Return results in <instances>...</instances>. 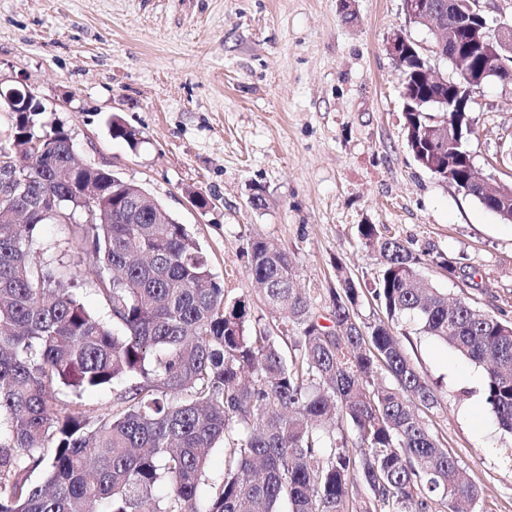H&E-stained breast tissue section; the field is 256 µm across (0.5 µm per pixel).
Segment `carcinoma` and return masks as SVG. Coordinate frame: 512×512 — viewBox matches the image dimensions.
I'll use <instances>...</instances> for the list:
<instances>
[{"label":"carcinoma","instance_id":"carcinoma-1","mask_svg":"<svg viewBox=\"0 0 512 512\" xmlns=\"http://www.w3.org/2000/svg\"><path fill=\"white\" fill-rule=\"evenodd\" d=\"M408 146L424 168L448 171L427 131L419 64L400 66ZM24 146L0 168L17 191L0 196V512H473L479 490L431 431L435 389L405 354L393 322L484 370L483 395L512 437V323L423 278L424 258L376 225L359 232L379 251L374 280L336 266L330 321L319 324L275 243L253 241L249 273L272 321L231 298L207 253L158 202L131 223L133 186L101 170L67 172L71 145L41 113L17 116ZM98 200L94 223L71 241L82 268L52 266L31 249L42 209L67 196ZM512 223V197L470 194ZM100 286L96 313L75 281ZM368 293L387 319L361 317ZM296 336L281 344L280 332ZM384 369L391 382L375 381ZM128 383L110 411L88 390ZM68 390L65 403L53 388ZM351 429L347 435L345 429ZM224 475L209 481L210 449ZM167 486L164 494L160 486ZM209 486L205 500L199 489Z\"/></svg>","mask_w":512,"mask_h":512}]
</instances>
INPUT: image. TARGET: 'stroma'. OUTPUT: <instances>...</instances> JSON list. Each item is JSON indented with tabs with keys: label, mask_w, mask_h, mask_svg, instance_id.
<instances>
[{
	"label": "stroma",
	"mask_w": 512,
	"mask_h": 512,
	"mask_svg": "<svg viewBox=\"0 0 512 512\" xmlns=\"http://www.w3.org/2000/svg\"><path fill=\"white\" fill-rule=\"evenodd\" d=\"M398 30L431 43L403 0H0V88L27 83L78 160L145 187L254 315L267 309L248 272L252 240L295 260L324 316L337 264L360 282L378 275L358 231L374 224L413 251L465 258L472 278L429 261L421 274L512 321V224L414 159L387 51ZM471 116L468 149L483 170L496 131L512 130V86L485 83ZM114 117L136 143L112 137ZM74 231L43 225L32 249L73 264ZM401 343L437 388L430 424L479 487L476 512H512V439L482 398V369L422 335Z\"/></svg>",
	"instance_id": "obj_1"
}]
</instances>
